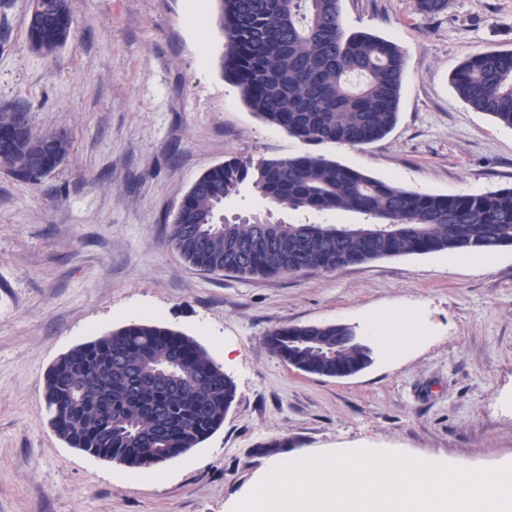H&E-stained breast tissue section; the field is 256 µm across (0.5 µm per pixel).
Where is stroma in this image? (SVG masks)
<instances>
[{
	"mask_svg": "<svg viewBox=\"0 0 512 512\" xmlns=\"http://www.w3.org/2000/svg\"><path fill=\"white\" fill-rule=\"evenodd\" d=\"M29 3L0 0V109L26 104L36 131L68 127L72 146L36 182L0 166V512H227L275 440L512 463V247L271 278L197 270L165 222L195 180L233 157L312 148L225 80L216 0H69L70 37L50 56L28 44ZM341 10L348 30L402 49L398 121L373 144L312 150L419 193L512 187V130L451 83L462 60L512 49V0H451L433 18L414 0ZM395 306L418 313L421 341L351 377L297 370L264 343L281 326L359 327ZM147 317L195 339L237 389L223 426L162 464L159 483L69 447L43 403L61 354Z\"/></svg>",
	"mask_w": 512,
	"mask_h": 512,
	"instance_id": "stroma-1",
	"label": "stroma"
}]
</instances>
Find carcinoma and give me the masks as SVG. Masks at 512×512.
Listing matches in <instances>:
<instances>
[{"instance_id": "1", "label": "carcinoma", "mask_w": 512, "mask_h": 512, "mask_svg": "<svg viewBox=\"0 0 512 512\" xmlns=\"http://www.w3.org/2000/svg\"><path fill=\"white\" fill-rule=\"evenodd\" d=\"M224 33L221 68L265 123L310 144L361 147L385 137L398 118L405 57L393 42L348 34L340 0H218ZM450 0H416L433 18ZM35 51L68 41L69 0H32ZM459 97L512 129V50L473 55L452 74ZM17 110H0V164L23 181L53 172L69 155V136L45 147L37 173L29 132ZM251 187L282 212H354L363 224H293L260 217L219 223L224 200ZM169 241L203 271L276 277L332 271L395 256L442 251L494 253L512 247V187L483 194L406 190L322 155L229 159L201 175L171 215ZM344 323L289 325L265 336L283 362L335 378L373 362ZM236 397L232 379L194 339L149 322L84 342L48 369L50 424L71 448L150 469L186 454L224 423Z\"/></svg>"}]
</instances>
